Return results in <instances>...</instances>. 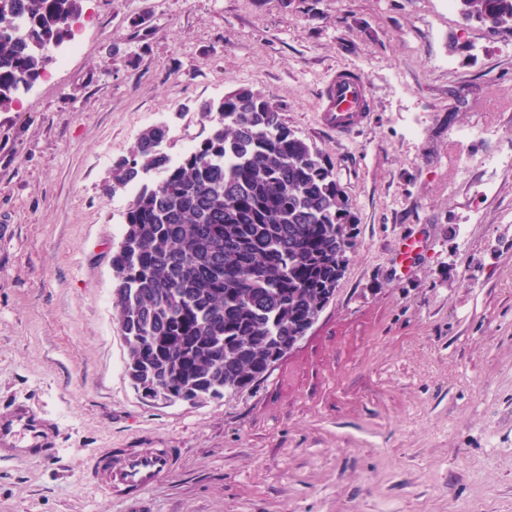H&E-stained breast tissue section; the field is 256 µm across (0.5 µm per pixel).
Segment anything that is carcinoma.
Listing matches in <instances>:
<instances>
[{
    "label": "carcinoma",
    "mask_w": 512,
    "mask_h": 512,
    "mask_svg": "<svg viewBox=\"0 0 512 512\" xmlns=\"http://www.w3.org/2000/svg\"><path fill=\"white\" fill-rule=\"evenodd\" d=\"M83 0H0V105L52 61ZM462 18L512 29V0H456ZM208 135L174 162L168 127L142 131L105 191L135 184L112 250L126 370L143 395L222 399L268 370L336 292L355 216L329 161L281 110L241 87L218 102Z\"/></svg>",
    "instance_id": "carcinoma-1"
}]
</instances>
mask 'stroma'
Returning a JSON list of instances; mask_svg holds the SVG:
<instances>
[{
	"label": "stroma",
	"instance_id": "stroma-1",
	"mask_svg": "<svg viewBox=\"0 0 512 512\" xmlns=\"http://www.w3.org/2000/svg\"><path fill=\"white\" fill-rule=\"evenodd\" d=\"M340 66L371 94L345 137L317 116ZM49 69L0 107V410L27 402L62 439L0 461V512H512V30L443 0H98L81 52ZM240 87L331 161L349 262L251 386L148 400L110 265L134 193L103 186L145 128L167 124L180 158L209 127L199 104ZM98 448L178 463L112 500L87 484Z\"/></svg>",
	"mask_w": 512,
	"mask_h": 512
}]
</instances>
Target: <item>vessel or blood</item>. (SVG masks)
Masks as SVG:
<instances>
[{
	"label": "vessel or blood",
	"instance_id": "obj_1",
	"mask_svg": "<svg viewBox=\"0 0 512 512\" xmlns=\"http://www.w3.org/2000/svg\"><path fill=\"white\" fill-rule=\"evenodd\" d=\"M368 87L359 72L336 69L325 83L319 105L320 124L338 135L353 133L367 117ZM61 429L47 414L27 403H12L0 415V458L47 459L60 447ZM172 448H105L95 453L87 468L92 488L101 495L135 500L156 486L174 468Z\"/></svg>",
	"mask_w": 512,
	"mask_h": 512
}]
</instances>
